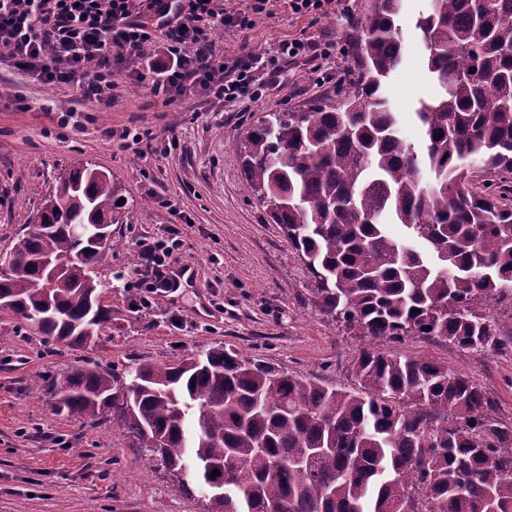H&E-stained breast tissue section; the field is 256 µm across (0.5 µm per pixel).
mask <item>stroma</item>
<instances>
[{
  "mask_svg": "<svg viewBox=\"0 0 512 512\" xmlns=\"http://www.w3.org/2000/svg\"><path fill=\"white\" fill-rule=\"evenodd\" d=\"M373 0H341L316 22L295 18L286 0L273 16H257L251 29L216 31L226 56H245L304 35L344 45L346 16L363 17ZM431 0H404L402 28L406 63L385 93L410 142L421 140L413 119L419 100L433 87L412 21ZM352 62L336 55L334 80L317 82L308 65L284 68L279 88L247 111L195 96L191 109L164 104L147 84L131 82L112 108L80 103L75 91L30 80L16 68L0 71V95L23 94L29 111L0 112V253L9 251L35 214L58 174L90 161L114 176L135 202L123 223L113 225L118 248L107 259L113 284L108 296L112 327L82 349L48 347L34 327H19L0 309V512H205L204 497H185L159 461H145L118 425L80 426L55 414L36 381H52L74 365L98 364L123 373L148 361L198 355L226 345L253 359L337 387L356 384L355 337L318 309L305 264L268 215L236 152L260 117L305 109L336 98V82L349 79ZM80 107V127H60L59 111ZM150 131L153 152L140 157L120 149L107 130ZM176 210L164 207V200ZM182 244L172 265H194L193 286L177 293L137 285L141 241L168 238ZM147 299L136 311L132 299ZM374 347L404 357H429L467 374L512 417V345L496 353L408 336L378 340Z\"/></svg>",
  "mask_w": 512,
  "mask_h": 512,
  "instance_id": "stroma-1",
  "label": "stroma"
}]
</instances>
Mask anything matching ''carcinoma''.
Instances as JSON below:
<instances>
[{
  "instance_id": "1",
  "label": "carcinoma",
  "mask_w": 512,
  "mask_h": 512,
  "mask_svg": "<svg viewBox=\"0 0 512 512\" xmlns=\"http://www.w3.org/2000/svg\"><path fill=\"white\" fill-rule=\"evenodd\" d=\"M404 0L348 17L351 90L334 105L266 114L241 153L259 198L315 282L320 311L370 341L442 339L496 353L502 323L477 304L512 299V0H431L415 29L438 86L401 135L382 94L404 60ZM430 173L431 180L423 178ZM122 186L92 164L58 177L0 276L6 310L45 342L84 348L112 323L106 260L77 224H117ZM402 225L397 239L389 223ZM47 257L80 264L43 280ZM345 390L217 347L144 362L131 380L76 365L50 384L58 414L121 426L207 497V512H512V418L467 375L430 358L376 351ZM244 472L224 483V469ZM217 476H212V473Z\"/></svg>"
}]
</instances>
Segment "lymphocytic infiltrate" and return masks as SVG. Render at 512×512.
<instances>
[{"label":"lymphocytic infiltrate","mask_w":512,"mask_h":512,"mask_svg":"<svg viewBox=\"0 0 512 512\" xmlns=\"http://www.w3.org/2000/svg\"><path fill=\"white\" fill-rule=\"evenodd\" d=\"M247 2L246 11L232 12L224 0H0V61L107 107L125 87L123 67L146 57L152 65L135 78L165 103L204 94L231 106L260 99L265 79L288 63L333 59V42L304 37L223 56L215 29L245 28L272 12V0Z\"/></svg>","instance_id":"f902f5d3"}]
</instances>
